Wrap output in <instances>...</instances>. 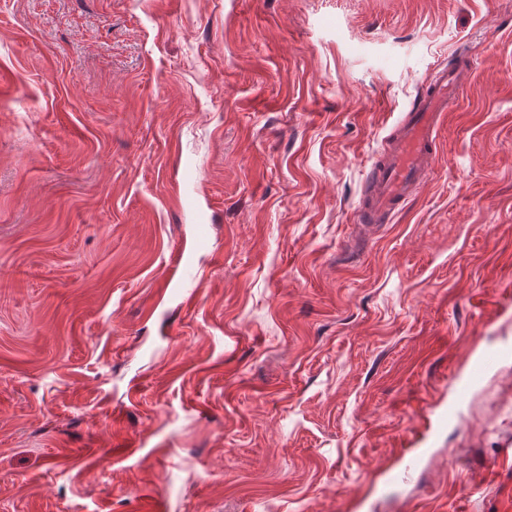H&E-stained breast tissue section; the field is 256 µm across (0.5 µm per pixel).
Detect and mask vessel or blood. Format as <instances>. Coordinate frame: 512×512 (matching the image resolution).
Wrapping results in <instances>:
<instances>
[{"instance_id": "1", "label": "vessel or blood", "mask_w": 512, "mask_h": 512, "mask_svg": "<svg viewBox=\"0 0 512 512\" xmlns=\"http://www.w3.org/2000/svg\"><path fill=\"white\" fill-rule=\"evenodd\" d=\"M467 78L464 68H444L435 74L421 101L407 114L388 152L375 162L358 223L389 222L393 212L427 179L440 123ZM511 355L512 348L508 346L489 350L472 366L468 383L477 382L489 367Z\"/></svg>"}]
</instances>
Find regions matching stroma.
I'll use <instances>...</instances> for the list:
<instances>
[{
  "label": "stroma",
  "mask_w": 512,
  "mask_h": 512,
  "mask_svg": "<svg viewBox=\"0 0 512 512\" xmlns=\"http://www.w3.org/2000/svg\"><path fill=\"white\" fill-rule=\"evenodd\" d=\"M505 344L512 0H0V512H512ZM468 69L439 70L409 112L389 151L374 163L358 224H385L427 179L440 123L466 85ZM511 353H512V348L508 347V346L497 348V349H492V350H489L488 352H486L483 355V357L472 366L469 376L467 378V381L465 383H463L459 388V392H458L459 397L460 398L464 397L469 386L472 385L473 383L477 382L478 380H480L481 377L483 376L484 372L489 367L495 365L501 359L510 356Z\"/></svg>",
  "instance_id": "35a3bbf8"
}]
</instances>
